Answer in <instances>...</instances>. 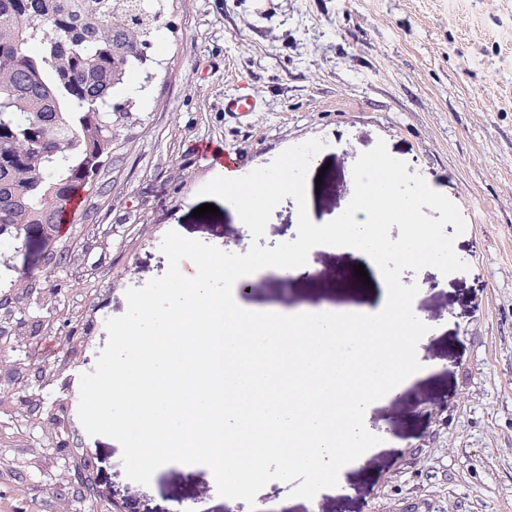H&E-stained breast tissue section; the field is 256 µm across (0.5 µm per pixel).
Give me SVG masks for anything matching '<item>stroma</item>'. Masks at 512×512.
<instances>
[{
	"label": "stroma",
	"instance_id": "35a3bbf8",
	"mask_svg": "<svg viewBox=\"0 0 512 512\" xmlns=\"http://www.w3.org/2000/svg\"><path fill=\"white\" fill-rule=\"evenodd\" d=\"M151 51L163 69L150 86L133 78L145 117L92 183L73 223L33 224L0 235V292L21 274L36 287L60 281L56 307L27 325L31 345L0 356V456L44 444L37 420L12 421L29 372L62 359L69 331L86 339L45 406L73 461L90 454L92 478L127 512H512V0H171ZM247 88L256 111L224 112ZM311 138L308 214L333 220L352 198L361 152L385 140L429 186L460 209L454 250L467 268L404 271L417 315L435 324L419 351L435 367L365 420L378 451L344 474L343 494L294 498L274 480L254 504L222 497L211 470L169 463L149 484L127 479L114 439L88 435L78 418L80 376L92 371L105 322L127 309L125 292L166 273L167 232L242 253L253 241L236 211L194 217L200 188L223 172L205 147L226 151L241 173ZM350 250L318 248L309 271L258 276L243 297L257 308H373L376 270L337 285Z\"/></svg>",
	"mask_w": 512,
	"mask_h": 512
}]
</instances>
